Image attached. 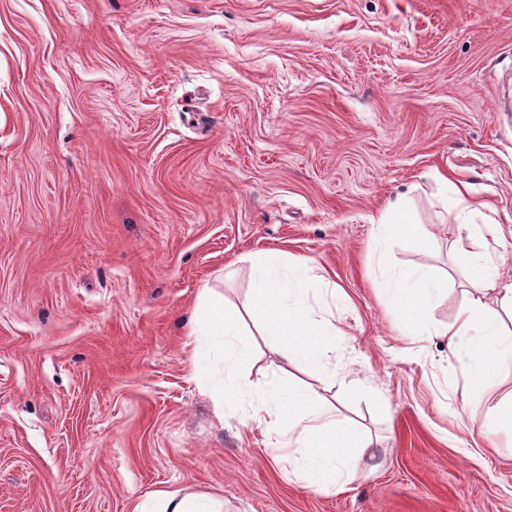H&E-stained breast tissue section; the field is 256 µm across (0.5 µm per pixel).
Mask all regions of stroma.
<instances>
[{
	"label": "stroma",
	"instance_id": "35a3bbf8",
	"mask_svg": "<svg viewBox=\"0 0 512 512\" xmlns=\"http://www.w3.org/2000/svg\"><path fill=\"white\" fill-rule=\"evenodd\" d=\"M500 224L512 282V0H0V512H131L153 491L224 512H512L446 342L406 336L374 262L402 201L435 236L395 267L469 287L439 174ZM310 262L345 333L300 382H348L374 448L347 489L288 479L286 439L191 362L202 289L246 302L245 258Z\"/></svg>",
	"mask_w": 512,
	"mask_h": 512
}]
</instances>
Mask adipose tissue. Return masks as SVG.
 Listing matches in <instances>:
<instances>
[{"label":"adipose tissue","mask_w":512,"mask_h":512,"mask_svg":"<svg viewBox=\"0 0 512 512\" xmlns=\"http://www.w3.org/2000/svg\"><path fill=\"white\" fill-rule=\"evenodd\" d=\"M378 226L382 243L374 261L386 278L387 302L399 313L409 335H422L427 313L442 300L445 284L421 268H395L391 247L405 237L426 247L433 239L411 223L399 202L381 215ZM454 232L452 256L467 271L474 294L459 307L443 334L462 362L463 402L483 410L484 439L493 451L512 453V395L491 398L503 361L512 359V283H500L487 244L488 237H502L503 229L491 224L482 232L462 221ZM315 284L314 268L308 263L288 262L279 253L254 261L247 302L231 305L211 289H203L190 333L209 337L225 368L232 371L220 391L221 403L239 412L241 422L271 421L288 439L289 480L328 493L343 489L374 447L371 433L339 419L333 404L312 386L284 378L273 389L260 390L240 375L253 359V342L246 330L250 319L260 321L259 334L281 363L312 370L328 367L339 334L334 321L319 314L308 300ZM132 512H224V502L206 493L159 491L137 499Z\"/></svg>","instance_id":"adipose-tissue-1"}]
</instances>
